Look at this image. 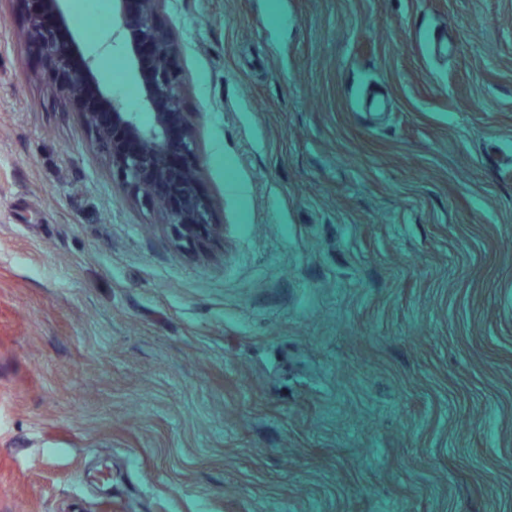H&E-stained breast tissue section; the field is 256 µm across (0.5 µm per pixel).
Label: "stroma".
<instances>
[{"mask_svg": "<svg viewBox=\"0 0 512 512\" xmlns=\"http://www.w3.org/2000/svg\"><path fill=\"white\" fill-rule=\"evenodd\" d=\"M107 88L112 0H67ZM178 242L0 0V512H512V0H164Z\"/></svg>", "mask_w": 512, "mask_h": 512, "instance_id": "35a3bbf8", "label": "stroma"}]
</instances>
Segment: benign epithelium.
<instances>
[{"instance_id": "7a95c632", "label": "benign epithelium", "mask_w": 512, "mask_h": 512, "mask_svg": "<svg viewBox=\"0 0 512 512\" xmlns=\"http://www.w3.org/2000/svg\"><path fill=\"white\" fill-rule=\"evenodd\" d=\"M65 2L25 0L23 34L39 52L44 76L62 101L87 102L79 120L127 189L157 206L178 240L205 243L221 225L213 223L212 202L200 189L194 123L173 65L177 40L158 19L163 0H113L115 37L138 80L147 124L101 84L83 41L70 32L60 36Z\"/></svg>"}]
</instances>
